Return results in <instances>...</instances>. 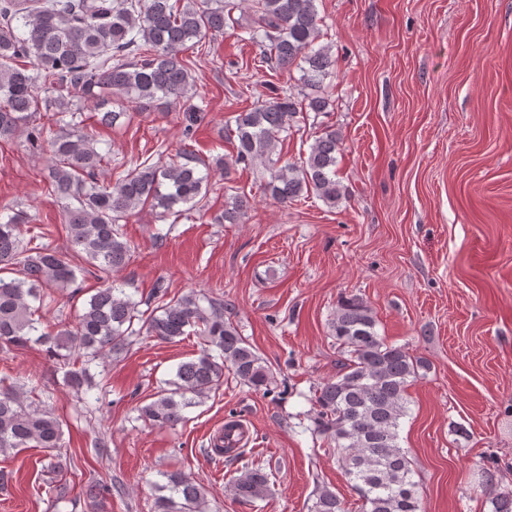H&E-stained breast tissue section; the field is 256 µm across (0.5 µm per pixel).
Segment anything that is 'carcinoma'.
Returning a JSON list of instances; mask_svg holds the SVG:
<instances>
[{"label":"carcinoma","instance_id":"cac0c4a2","mask_svg":"<svg viewBox=\"0 0 512 512\" xmlns=\"http://www.w3.org/2000/svg\"><path fill=\"white\" fill-rule=\"evenodd\" d=\"M255 15L246 31L261 49L258 67L296 69L300 92L277 97L236 114L233 154L224 174L260 165L268 173L263 189L280 204L314 195L334 207L345 191L336 179L343 141L326 127L297 161L273 158L279 135L299 115L330 111L325 80L335 59L320 44L316 0H240ZM233 0H0V139L25 135L34 154H49L45 181L63 205L71 249L99 272L101 285L72 326L55 333L42 329L38 308L46 289L64 290L82 267L47 245L20 238L26 214L0 223V349L36 343L50 353L67 351L71 367L65 383L76 389L92 383L89 364L122 354L136 333L138 303L114 278L130 261L132 247L120 221L143 208L168 213L177 205H198L207 195L211 168L191 152L177 158L144 160L115 182H101L106 156L93 129L80 120L85 104L99 109L112 101L144 106L193 99L194 79L183 52L187 43L224 33L235 23ZM28 58L32 67L14 64ZM46 91L38 95L37 88ZM55 112L62 127L50 137L34 123L38 112ZM71 117L65 121V117ZM250 200L225 187L219 220L239 224ZM11 277L6 278L4 274ZM146 331L166 342L189 335L205 337L208 348L181 363L176 379L157 398L138 407L139 418L159 427L184 420L185 409L201 403L224 383V369L240 383L270 390L277 373L218 304L204 307L196 294L161 301L143 320ZM377 317L358 297H344L330 321L341 359L336 376L313 389L315 431L330 438L337 462L348 476L362 512H421L418 484L407 453L398 444L399 420L408 413L406 388L429 368L376 330ZM81 358V366L71 355ZM43 448L61 457L63 428L40 404L26 402L15 385L0 379V451ZM153 512H207L202 488L182 470L162 473ZM269 473L246 467L232 478L234 498L253 502L268 496ZM482 492L492 512H512V492L498 488L485 472ZM112 486L94 481L83 496L96 501ZM311 512H344L336 493H316Z\"/></svg>","mask_w":512,"mask_h":512}]
</instances>
